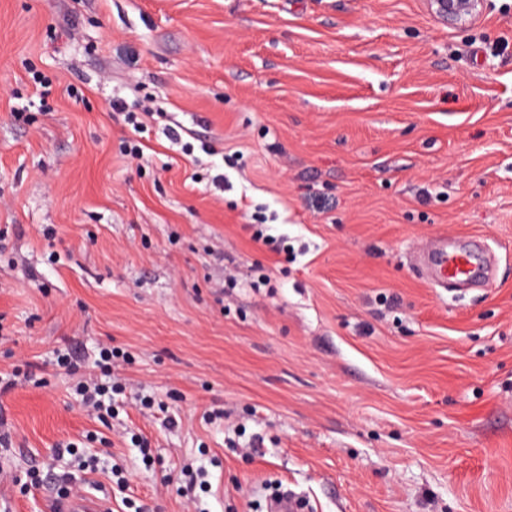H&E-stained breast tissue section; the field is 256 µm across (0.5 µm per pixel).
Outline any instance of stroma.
Here are the masks:
<instances>
[{
  "label": "stroma",
  "instance_id": "35a3bbf8",
  "mask_svg": "<svg viewBox=\"0 0 512 512\" xmlns=\"http://www.w3.org/2000/svg\"><path fill=\"white\" fill-rule=\"evenodd\" d=\"M441 235L490 245L485 289L412 267ZM104 346L126 391L102 422L75 387ZM27 362L5 512L64 478L112 512H264L280 487L512 512V0L464 30L426 0H0V373Z\"/></svg>",
  "mask_w": 512,
  "mask_h": 512
}]
</instances>
